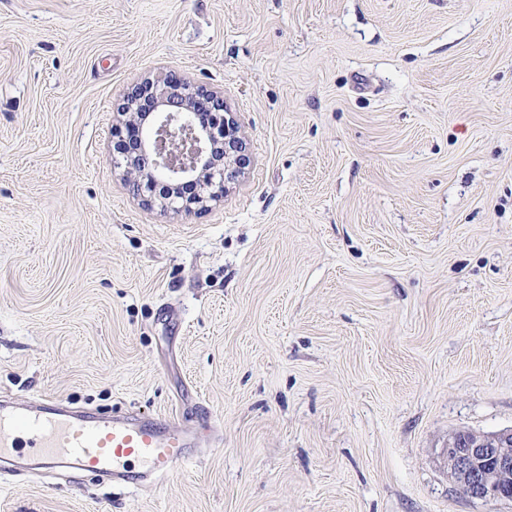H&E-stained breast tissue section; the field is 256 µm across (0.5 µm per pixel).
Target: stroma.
I'll return each instance as SVG.
<instances>
[{"label": "stroma", "instance_id": "1", "mask_svg": "<svg viewBox=\"0 0 512 512\" xmlns=\"http://www.w3.org/2000/svg\"><path fill=\"white\" fill-rule=\"evenodd\" d=\"M223 95L202 215L113 162L129 89ZM192 427L122 489L0 512H512L444 450L512 428V0H0V394Z\"/></svg>", "mask_w": 512, "mask_h": 512}]
</instances>
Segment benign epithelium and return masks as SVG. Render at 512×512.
Masks as SVG:
<instances>
[{
    "mask_svg": "<svg viewBox=\"0 0 512 512\" xmlns=\"http://www.w3.org/2000/svg\"><path fill=\"white\" fill-rule=\"evenodd\" d=\"M112 154L149 206L201 213L224 198L250 164L224 97L182 79L135 85L118 107ZM449 473L466 497L512 501V430L457 432L445 449Z\"/></svg>",
    "mask_w": 512,
    "mask_h": 512,
    "instance_id": "benign-epithelium-1",
    "label": "benign epithelium"
}]
</instances>
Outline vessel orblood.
<instances>
[{
  "instance_id": "obj_1",
  "label": "vessel or blood",
  "mask_w": 512,
  "mask_h": 512,
  "mask_svg": "<svg viewBox=\"0 0 512 512\" xmlns=\"http://www.w3.org/2000/svg\"><path fill=\"white\" fill-rule=\"evenodd\" d=\"M195 445L179 425L138 415L74 411L52 398L0 402V461L30 450L44 472L91 474L130 487L170 473Z\"/></svg>"
}]
</instances>
